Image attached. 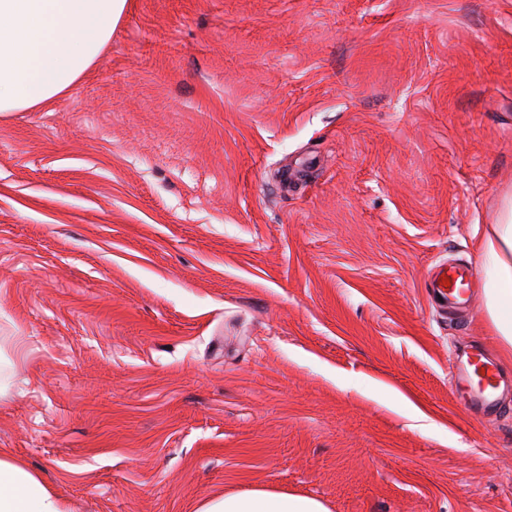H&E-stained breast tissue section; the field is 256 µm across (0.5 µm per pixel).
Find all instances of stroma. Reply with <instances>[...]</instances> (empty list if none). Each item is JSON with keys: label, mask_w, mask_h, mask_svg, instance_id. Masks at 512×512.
Listing matches in <instances>:
<instances>
[{"label": "stroma", "mask_w": 512, "mask_h": 512, "mask_svg": "<svg viewBox=\"0 0 512 512\" xmlns=\"http://www.w3.org/2000/svg\"><path fill=\"white\" fill-rule=\"evenodd\" d=\"M510 195L512 0H128L0 115V451L69 512H512V399L451 380L512 356L425 291ZM453 369L454 382L468 390L471 407L483 415L496 414L503 395L512 391V376L504 374L478 348L458 354ZM199 512H328L317 498L256 489L210 498Z\"/></svg>", "instance_id": "stroma-1"}]
</instances>
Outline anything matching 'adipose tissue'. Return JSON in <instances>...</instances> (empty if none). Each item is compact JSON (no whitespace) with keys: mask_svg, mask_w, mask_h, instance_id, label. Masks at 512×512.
Segmentation results:
<instances>
[{"mask_svg":"<svg viewBox=\"0 0 512 512\" xmlns=\"http://www.w3.org/2000/svg\"><path fill=\"white\" fill-rule=\"evenodd\" d=\"M127 0H0V113L38 110L68 91L110 42ZM487 317L512 353V199L481 244ZM0 512H67L19 460L0 454ZM200 512H328L319 499L256 489L211 498Z\"/></svg>","mask_w":512,"mask_h":512,"instance_id":"obj_1","label":"adipose tissue"}]
</instances>
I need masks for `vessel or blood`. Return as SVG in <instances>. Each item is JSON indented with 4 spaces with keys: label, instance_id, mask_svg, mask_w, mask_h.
I'll use <instances>...</instances> for the list:
<instances>
[{
    "label": "vessel or blood",
    "instance_id": "vessel-or-blood-1",
    "mask_svg": "<svg viewBox=\"0 0 512 512\" xmlns=\"http://www.w3.org/2000/svg\"><path fill=\"white\" fill-rule=\"evenodd\" d=\"M473 278L471 266H451L437 271L429 286L441 302L451 306L460 305L469 300ZM453 379L467 389L471 407L484 415L496 414L503 395L512 391V376L504 374L477 348L464 350L457 355Z\"/></svg>",
    "mask_w": 512,
    "mask_h": 512
}]
</instances>
